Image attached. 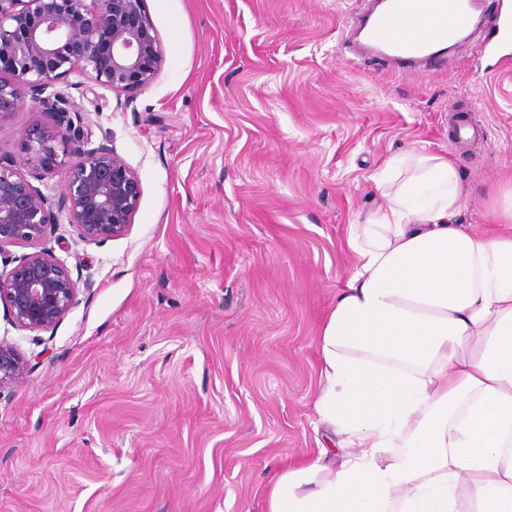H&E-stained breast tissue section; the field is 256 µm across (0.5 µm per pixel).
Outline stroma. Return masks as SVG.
Segmentation results:
<instances>
[{"mask_svg":"<svg viewBox=\"0 0 512 512\" xmlns=\"http://www.w3.org/2000/svg\"><path fill=\"white\" fill-rule=\"evenodd\" d=\"M356 0H144L162 64L145 88L56 83L138 175L128 232L46 246L79 280L52 330L0 340L34 367L0 387V512H266L273 475L335 443L315 402L322 325L352 267L372 176L409 149L450 158L458 220L490 223L512 180V61L408 77L343 56ZM42 107L0 122L18 158ZM479 135L455 145L454 117Z\"/></svg>","mask_w":512,"mask_h":512,"instance_id":"stroma-1","label":"stroma"}]
</instances>
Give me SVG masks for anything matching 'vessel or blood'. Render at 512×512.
I'll list each match as a JSON object with an SVG mask.
<instances>
[{
	"label": "vessel or blood",
	"instance_id": "1",
	"mask_svg": "<svg viewBox=\"0 0 512 512\" xmlns=\"http://www.w3.org/2000/svg\"><path fill=\"white\" fill-rule=\"evenodd\" d=\"M480 7L481 0H370L355 20L351 53L412 75L462 44L473 45L479 58L507 49L512 45V0H502L490 36L477 33Z\"/></svg>",
	"mask_w": 512,
	"mask_h": 512
}]
</instances>
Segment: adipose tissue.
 <instances>
[{
	"label": "adipose tissue",
	"instance_id": "obj_1",
	"mask_svg": "<svg viewBox=\"0 0 512 512\" xmlns=\"http://www.w3.org/2000/svg\"><path fill=\"white\" fill-rule=\"evenodd\" d=\"M373 181L386 203L349 227L320 344L341 458L285 467L266 512H512V186L477 232L447 157L394 156Z\"/></svg>",
	"mask_w": 512,
	"mask_h": 512
}]
</instances>
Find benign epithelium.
<instances>
[{
	"label": "benign epithelium",
	"mask_w": 512,
	"mask_h": 512,
	"mask_svg": "<svg viewBox=\"0 0 512 512\" xmlns=\"http://www.w3.org/2000/svg\"><path fill=\"white\" fill-rule=\"evenodd\" d=\"M162 63L143 0H0V122L20 111L25 95L41 103L46 122H33L19 141V165L0 162V255L9 246L33 252L0 273V303L22 329H54L76 303L77 281L61 259L41 247L67 221L99 242L124 235L138 211V175L111 146L88 147L85 118L67 96L48 88L70 75L117 93L147 86ZM60 176L57 197L34 186L22 168ZM33 365L0 340V385L21 383Z\"/></svg>",
	"instance_id": "obj_1"
}]
</instances>
